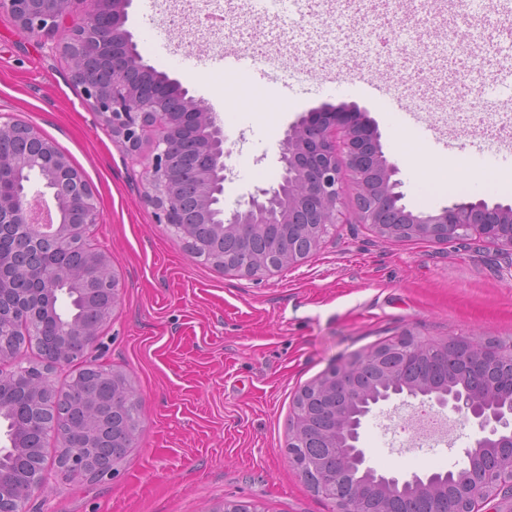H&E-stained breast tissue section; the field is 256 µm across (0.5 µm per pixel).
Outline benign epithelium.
Segmentation results:
<instances>
[{
	"label": "benign epithelium",
	"instance_id": "benign-epithelium-1",
	"mask_svg": "<svg viewBox=\"0 0 512 512\" xmlns=\"http://www.w3.org/2000/svg\"><path fill=\"white\" fill-rule=\"evenodd\" d=\"M95 7L77 22L63 52L71 63L88 109L112 129V135L135 154L143 141L153 142L149 169L150 198L158 223L185 241L195 257L242 276L290 267L315 253L330 226L347 221L345 195H355L354 219L370 224L387 238L452 242L477 234L512 251V205L483 200H452L434 213L415 214L402 200L399 165L383 152L382 134L367 113L351 106L300 115L288 125L280 144L282 181L256 193L238 208L224 211V128L209 104L187 87L145 62L127 28L132 0H94ZM69 0H0L31 36L39 37L68 18ZM23 134L42 142L34 155L0 158V175L9 172L13 189L0 190V225L38 243L40 215L49 210L42 194L32 195L28 177L38 175L56 203L58 244L85 246L87 261L100 277L92 293L104 300L105 319L120 301L117 276H109L110 259L86 246L98 223L94 192L84 174L47 138L28 126L0 122V136ZM194 171L196 209L212 228L213 238L234 239L232 253L200 255L189 234L180 201V176ZM269 237L264 254L251 252L254 236ZM46 295L64 286L83 291L85 275L67 267L30 271ZM64 336H80L86 345L97 330L71 317L58 321ZM439 354L450 364L462 358L470 368L487 373L470 389L455 386L451 373L416 380L405 377L407 366ZM378 370L379 380L363 379L365 366ZM406 395L426 398L459 416L477 430L465 449L467 464L448 483L430 484L415 475H385L367 464L359 446L364 419L374 406ZM329 427L319 432L317 446L332 458L308 456L315 420ZM62 447L59 464L85 472L89 447ZM288 455L315 492L334 501L336 512H396L397 496L406 489L430 502L425 512H481L497 492L512 494V343L468 338L422 340L404 334L341 365L305 385L294 402ZM214 512H260L248 501L224 500Z\"/></svg>",
	"mask_w": 512,
	"mask_h": 512
}]
</instances>
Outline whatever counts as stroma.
I'll return each instance as SVG.
<instances>
[{
    "instance_id": "1",
    "label": "stroma",
    "mask_w": 512,
    "mask_h": 512,
    "mask_svg": "<svg viewBox=\"0 0 512 512\" xmlns=\"http://www.w3.org/2000/svg\"><path fill=\"white\" fill-rule=\"evenodd\" d=\"M91 0H71L67 22L30 36L0 13V116L32 126L66 154L89 181L100 211L90 234L121 283V301L86 357L128 377L140 396L141 429L113 476L69 477L56 463L57 439L43 450L46 485L26 512H215L227 499L262 512H334L286 446L299 390L329 367L391 339L455 336L512 342V252L478 236L439 243L395 240L366 224L330 228L320 249L293 266L245 277L192 257L155 217L145 166L151 144L131 156L86 107L61 50ZM391 29L390 65L376 69L377 22ZM512 0L464 9L440 0H362L348 9L326 0L305 19L248 12L225 23L224 40L276 49L293 31L300 43L285 59L337 70L338 35L359 45L337 81L312 75L292 88H268L218 65L192 73L189 50L163 22L160 0H133L128 27L145 61L204 99L224 123V208L280 181L279 145L288 124L312 109L357 105L375 120L386 156L398 163L404 202L431 213L451 200L449 183L468 179L467 154L490 143L512 149ZM434 79L438 94L423 114L435 140L365 94L346 93L353 75L383 83L413 70ZM496 127L480 128L478 111ZM425 154L439 174L414 169ZM417 399L378 406L361 430L372 465L401 475L458 469L476 430L456 421L434 448L417 446L400 426Z\"/></svg>"
}]
</instances>
